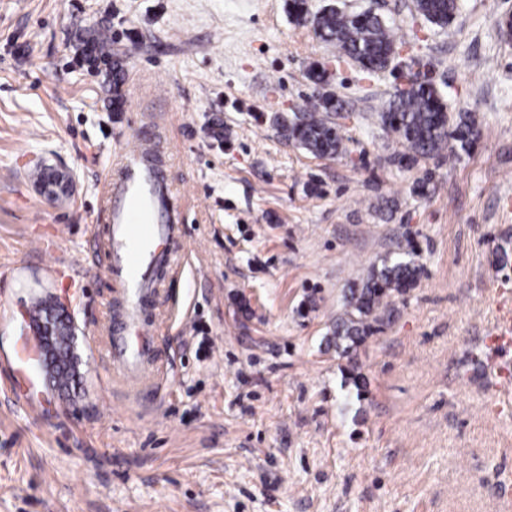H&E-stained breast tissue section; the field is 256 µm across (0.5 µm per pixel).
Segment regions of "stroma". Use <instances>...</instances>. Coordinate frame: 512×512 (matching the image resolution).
Returning <instances> with one entry per match:
<instances>
[{"label":"stroma","mask_w":512,"mask_h":512,"mask_svg":"<svg viewBox=\"0 0 512 512\" xmlns=\"http://www.w3.org/2000/svg\"><path fill=\"white\" fill-rule=\"evenodd\" d=\"M290 2L0 0V512H512V344L488 340L512 293V0H460L444 28L413 0H310L383 14L402 65L476 116L468 150L412 168L380 122L400 68L338 59ZM94 36L121 111L110 68L77 57ZM315 63L348 110L332 158L277 124ZM146 127L175 215L149 307L164 375L139 394L108 352L103 246ZM38 165L69 196L43 195ZM408 252L422 273L380 331L352 359L326 349L347 289ZM45 297L75 318L81 384L39 369L29 397L11 349Z\"/></svg>","instance_id":"obj_1"}]
</instances>
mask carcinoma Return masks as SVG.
I'll list each match as a JSON object with an SVG mask.
<instances>
[{
  "mask_svg": "<svg viewBox=\"0 0 512 512\" xmlns=\"http://www.w3.org/2000/svg\"><path fill=\"white\" fill-rule=\"evenodd\" d=\"M418 16L439 27H446L459 12V0H413ZM291 9L309 24L322 42L336 46L340 55L372 73L388 67L393 55L406 45L396 39L385 19L369 9L347 13L330 5L310 11L308 0H292ZM344 109L342 102H332L317 94L307 99L300 113L288 119L277 118L285 138L319 157H333L343 150L340 125L333 120ZM382 125L395 135L404 148L399 161L407 167L438 158L458 143L464 149L478 137L476 119L467 114L449 123L444 98L432 82H413L391 95L387 109L380 114ZM420 267L411 259L385 261L371 270L359 285L348 289L344 311L336 318L325 343L336 355L351 358L369 338L380 331L395 299L413 287ZM52 359L56 364L46 372L53 385L64 390L75 386L78 358L64 330L51 336Z\"/></svg>",
  "mask_w": 512,
  "mask_h": 512,
  "instance_id": "carcinoma-1",
  "label": "carcinoma"
}]
</instances>
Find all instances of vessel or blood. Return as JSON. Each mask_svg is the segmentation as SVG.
Returning <instances> with one entry per match:
<instances>
[{
  "mask_svg": "<svg viewBox=\"0 0 512 512\" xmlns=\"http://www.w3.org/2000/svg\"><path fill=\"white\" fill-rule=\"evenodd\" d=\"M149 132H142L127 154L120 181L109 190L108 221L112 226L110 271L126 292L127 318L113 319L109 354L130 385L141 383L149 357V339L130 337L129 326L140 323L150 299V273L155 263L168 262L172 227L164 221L169 211L170 187L157 162Z\"/></svg>",
  "mask_w": 512,
  "mask_h": 512,
  "instance_id": "obj_1",
  "label": "vessel or blood"
}]
</instances>
